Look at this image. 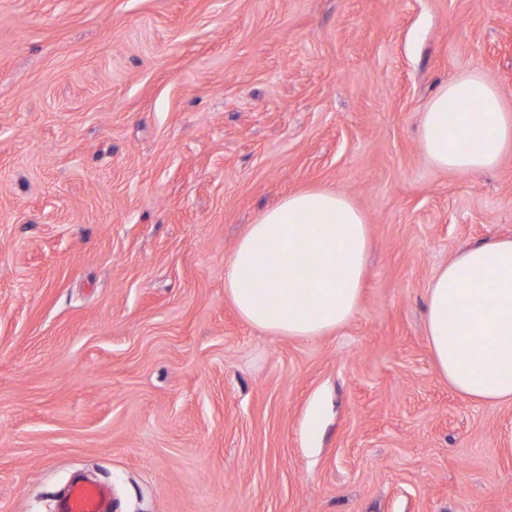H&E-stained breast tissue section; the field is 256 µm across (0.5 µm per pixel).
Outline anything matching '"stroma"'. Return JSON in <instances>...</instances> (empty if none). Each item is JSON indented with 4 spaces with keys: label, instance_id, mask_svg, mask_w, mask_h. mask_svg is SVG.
Segmentation results:
<instances>
[{
    "label": "stroma",
    "instance_id": "stroma-1",
    "mask_svg": "<svg viewBox=\"0 0 512 512\" xmlns=\"http://www.w3.org/2000/svg\"><path fill=\"white\" fill-rule=\"evenodd\" d=\"M472 73L512 113V0H0V512H512V403L442 379L427 288L512 238V150L421 146ZM366 215L358 312L273 336L224 294L248 224ZM111 489L105 484L75 481L61 512H109Z\"/></svg>",
    "mask_w": 512,
    "mask_h": 512
}]
</instances>
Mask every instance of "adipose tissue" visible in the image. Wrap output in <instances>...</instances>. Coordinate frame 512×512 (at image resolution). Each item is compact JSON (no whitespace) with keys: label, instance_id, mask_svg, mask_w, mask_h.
<instances>
[{"label":"adipose tissue","instance_id":"obj_1","mask_svg":"<svg viewBox=\"0 0 512 512\" xmlns=\"http://www.w3.org/2000/svg\"><path fill=\"white\" fill-rule=\"evenodd\" d=\"M437 167L469 174L512 147V114L479 74L444 85L422 118ZM370 247L364 213L323 188L264 210L224 267V292L249 325L275 336L315 338L358 311ZM426 336L441 377L467 400L512 401V238L459 252L432 278Z\"/></svg>","mask_w":512,"mask_h":512}]
</instances>
